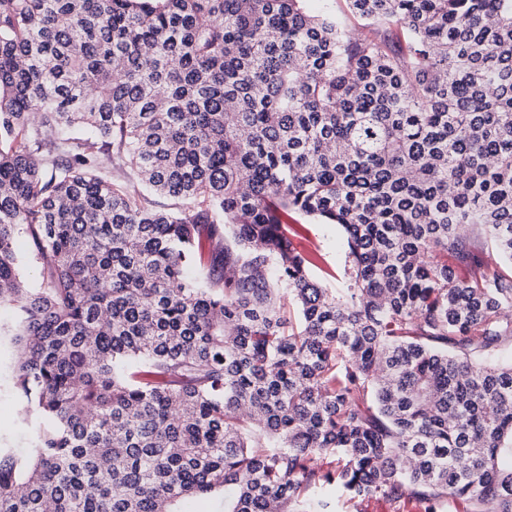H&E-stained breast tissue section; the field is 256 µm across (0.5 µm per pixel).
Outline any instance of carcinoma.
<instances>
[{
    "label": "carcinoma",
    "instance_id": "carcinoma-1",
    "mask_svg": "<svg viewBox=\"0 0 512 512\" xmlns=\"http://www.w3.org/2000/svg\"><path fill=\"white\" fill-rule=\"evenodd\" d=\"M304 2L0 0V512H512V0ZM294 218L288 224L298 225L301 234L294 237L292 232L289 237L300 250L313 255V276L328 288H336L344 274V239L341 230L333 224H319L304 216L294 215ZM15 251L28 283L34 287L38 286L41 280L39 270L30 260V244L25 237L20 236L17 238ZM15 348L9 336L0 338L1 392H0V439L12 448H25L28 432L13 424L20 401L11 387L9 366L14 360Z\"/></svg>",
    "mask_w": 512,
    "mask_h": 512
}]
</instances>
